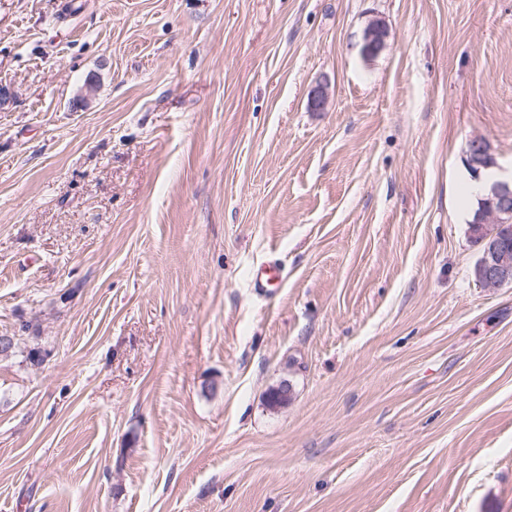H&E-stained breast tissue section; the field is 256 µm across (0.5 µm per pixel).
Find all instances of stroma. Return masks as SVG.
<instances>
[{"label": "stroma", "mask_w": 512, "mask_h": 512, "mask_svg": "<svg viewBox=\"0 0 512 512\" xmlns=\"http://www.w3.org/2000/svg\"><path fill=\"white\" fill-rule=\"evenodd\" d=\"M475 138L512 0H0V512H512Z\"/></svg>", "instance_id": "stroma-1"}]
</instances>
